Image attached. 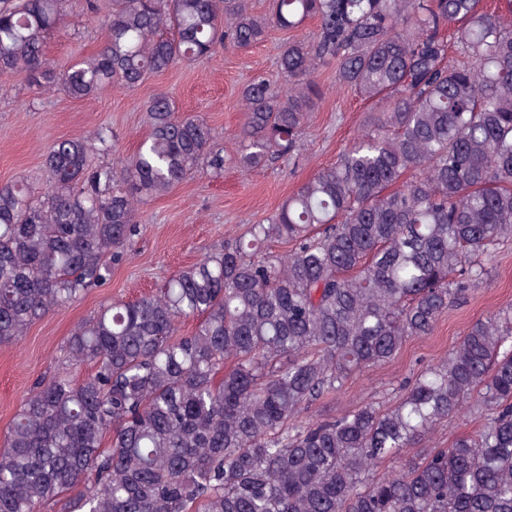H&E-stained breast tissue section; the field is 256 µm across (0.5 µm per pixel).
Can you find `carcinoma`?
<instances>
[{
  "instance_id": "cac0c4a2",
  "label": "carcinoma",
  "mask_w": 512,
  "mask_h": 512,
  "mask_svg": "<svg viewBox=\"0 0 512 512\" xmlns=\"http://www.w3.org/2000/svg\"><path fill=\"white\" fill-rule=\"evenodd\" d=\"M492 2L269 0L262 13L252 0H112L100 49L58 67L44 39L71 0H0V73L72 99L317 22L283 44V84L240 87L232 158L204 117L175 116L157 93L132 158L107 160L103 127L51 143L43 195L0 186V345L104 285L146 201L228 160L251 170L293 153L319 67L374 111L267 223L73 330L4 434L0 512H512V306L473 321L394 398L319 410L433 335L512 241V0ZM465 407L478 430L422 447Z\"/></svg>"
}]
</instances>
